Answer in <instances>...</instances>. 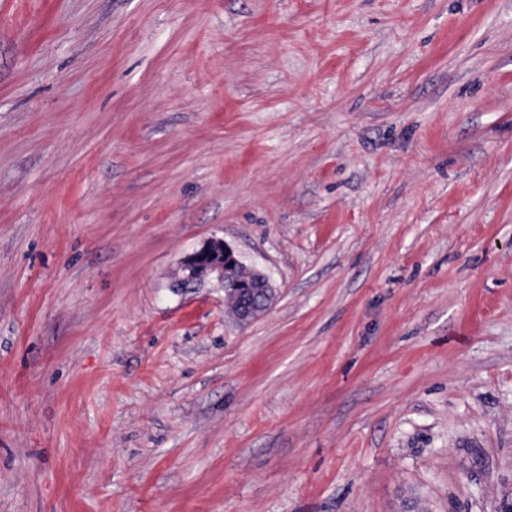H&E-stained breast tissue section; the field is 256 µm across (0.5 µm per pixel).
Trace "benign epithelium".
I'll list each match as a JSON object with an SVG mask.
<instances>
[{"label": "benign epithelium", "mask_w": 512, "mask_h": 512, "mask_svg": "<svg viewBox=\"0 0 512 512\" xmlns=\"http://www.w3.org/2000/svg\"><path fill=\"white\" fill-rule=\"evenodd\" d=\"M241 256L222 239H211L182 260V270L188 282L215 278L224 284L225 300L235 304L234 316L248 324L272 304L275 288L270 277L254 271L248 278L237 274Z\"/></svg>", "instance_id": "7a95c632"}]
</instances>
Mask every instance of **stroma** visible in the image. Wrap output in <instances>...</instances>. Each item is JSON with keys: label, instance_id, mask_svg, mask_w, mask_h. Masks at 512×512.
I'll list each match as a JSON object with an SVG mask.
<instances>
[{"label": "stroma", "instance_id": "35a3bbf8", "mask_svg": "<svg viewBox=\"0 0 512 512\" xmlns=\"http://www.w3.org/2000/svg\"><path fill=\"white\" fill-rule=\"evenodd\" d=\"M0 512H512V0H0ZM242 264L241 256L223 239H211L182 260V270L187 282H201L215 278L224 284L225 300L235 304L234 316L248 324L272 304L275 288L270 277L253 271L248 278L237 274Z\"/></svg>", "mask_w": 512, "mask_h": 512}]
</instances>
